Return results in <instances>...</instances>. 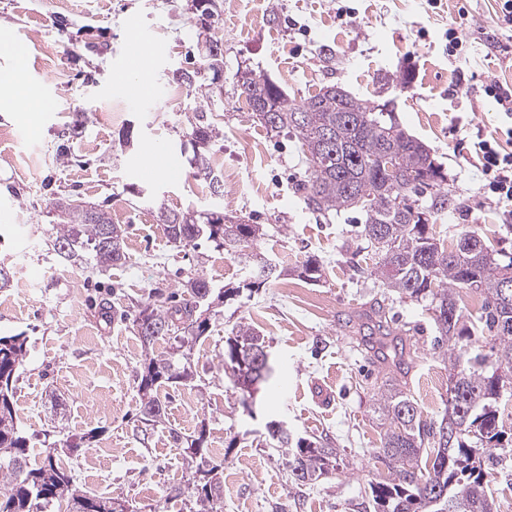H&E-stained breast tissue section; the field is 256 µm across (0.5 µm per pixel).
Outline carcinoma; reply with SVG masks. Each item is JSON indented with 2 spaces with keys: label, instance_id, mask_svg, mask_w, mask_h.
<instances>
[{
  "label": "carcinoma",
  "instance_id": "obj_1",
  "mask_svg": "<svg viewBox=\"0 0 512 512\" xmlns=\"http://www.w3.org/2000/svg\"><path fill=\"white\" fill-rule=\"evenodd\" d=\"M236 88L247 104L264 100L270 111L256 114L272 130L293 133L307 160L306 204L329 214L358 210L365 215L363 233L379 251L374 275L399 299L424 303L432 310L441 341L448 344V400L438 421L426 420L418 404L397 379H390L378 399V413L386 431L375 458L388 469L383 480L368 483L365 496L374 512H494L488 488L492 473L485 461L512 447V434L499 425L500 400L506 392L500 369L512 372V256L490 248L475 231H464L452 249L436 237L438 220L461 208L456 192L448 189L443 164L396 122L387 103L352 96L337 84L297 103L269 78L252 70L235 74ZM219 132L203 116L195 115L189 136L207 145ZM196 175L213 186L219 175L210 157L194 156ZM58 222L53 225V246L58 256L73 264L110 269L126 260L125 230L105 212L75 199L53 203ZM170 241L196 248L205 239L248 263L256 284L266 283L275 268L247 251L260 237L257 224L226 217L217 223L210 214L198 216L159 208ZM299 277L318 282L322 268L307 258ZM183 287L189 297L174 305L149 299L139 305L134 330L144 346L139 372L141 423L154 427L164 422L166 407L158 397L163 384L187 386L194 379L190 356L207 327L210 305L237 296L238 288H216L198 269ZM471 288L484 296V326L495 331L491 353L474 350L477 328L467 325L454 289ZM371 335L379 336L382 361L399 373L408 367L406 341L389 332L384 307L375 312ZM161 326L154 336L149 327ZM171 339L172 351L156 354L153 345ZM264 337L240 322L224 344V365L246 387L267 380L272 373ZM26 356V338L0 336V512H34L55 501H67L68 512H123L113 497L90 495L74 485L73 477L56 461L58 448L44 450L42 462L28 459V438L17 423L12 383ZM288 455L291 478L306 485L335 468L336 449L319 441L299 440L291 446L288 430L268 434ZM206 430L199 429L185 448L194 468L185 488L168 498L187 493L196 512H222L224 463L215 462L205 447Z\"/></svg>",
  "mask_w": 512,
  "mask_h": 512
}]
</instances>
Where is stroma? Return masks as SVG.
Returning a JSON list of instances; mask_svg holds the SVG:
<instances>
[{
    "mask_svg": "<svg viewBox=\"0 0 512 512\" xmlns=\"http://www.w3.org/2000/svg\"><path fill=\"white\" fill-rule=\"evenodd\" d=\"M200 23L192 0H0V72L22 51L21 77L47 109L23 112L0 101V264L30 286L0 290V336L24 334L27 354L13 403L41 459L44 443L61 447L59 463L88 494L122 497L132 512H188L166 502L191 477L172 434L205 429L224 464L223 512H365L368 480L383 428L375 408L388 377L360 343L359 325L384 304L395 333L412 344L401 383L424 416L440 419L448 399V363L435 349L430 311L400 301L370 271L374 249L355 213L323 215L305 203L307 163L294 135L261 124L234 88L250 68L293 100L338 84L358 98L388 102L398 122L442 163L459 211L435 224L455 243L477 231L512 253L505 208L484 192L473 142L494 137L506 118L484 93L496 80L512 86V30L497 28L498 0H217ZM159 49L143 77L159 89L182 71L204 70L206 40L221 42L219 92L206 99L184 88L178 100L137 104L113 80L123 70L129 24ZM466 35L449 56L448 31ZM408 73L400 87L391 76ZM220 130L207 147L220 161L222 196L194 177L187 131L196 111ZM168 154L171 170L141 177L148 149ZM74 195L125 228L124 264L102 271L65 267L51 241L53 203ZM184 213L219 210L263 227L254 252L283 274L252 294L225 301L192 351L195 379L164 385V424L140 434L138 372L143 349L132 329L148 298L181 289L198 256L215 287L249 282L250 269L213 244L193 251L173 244L159 207ZM320 282L294 269L307 257ZM240 321L264 336L274 364L268 382L238 384L224 368V342ZM326 399H318L319 390ZM284 422L292 439L335 448L336 468L296 487L288 459L266 432ZM95 433L89 448L67 443Z\"/></svg>",
    "mask_w": 512,
    "mask_h": 512,
    "instance_id": "obj_1",
    "label": "stroma"
}]
</instances>
